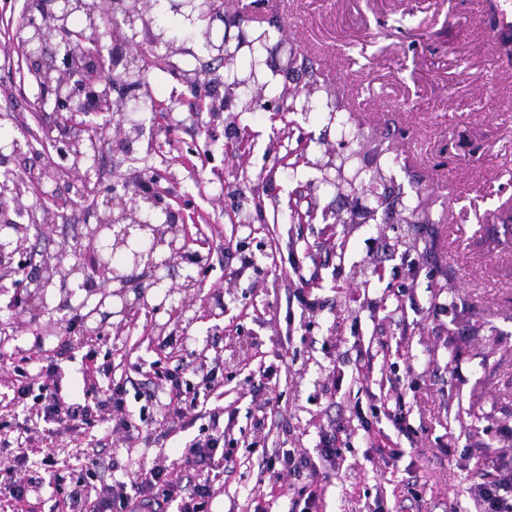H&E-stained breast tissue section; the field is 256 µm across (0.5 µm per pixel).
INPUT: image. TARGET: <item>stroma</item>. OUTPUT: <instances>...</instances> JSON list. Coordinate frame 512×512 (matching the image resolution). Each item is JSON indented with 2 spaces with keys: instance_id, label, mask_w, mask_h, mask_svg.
<instances>
[{
  "instance_id": "35a3bbf8",
  "label": "stroma",
  "mask_w": 512,
  "mask_h": 512,
  "mask_svg": "<svg viewBox=\"0 0 512 512\" xmlns=\"http://www.w3.org/2000/svg\"><path fill=\"white\" fill-rule=\"evenodd\" d=\"M36 2L0 0V49L10 52L0 62V178L25 182V212L8 218L25 224L28 211L50 210L43 243L55 250L81 231L97 194L155 177L180 223L204 241L208 274L189 307L169 298L156 316L161 334L146 316L115 315L106 335L86 339L80 321L28 309L25 290L0 293L1 357H27L37 369L58 355L63 390L76 401L85 370L101 386L125 384L131 419L147 435L125 448L107 427L42 432L26 450L27 476H41L49 451L73 478L99 457L86 482L92 498L153 461L179 467L176 449L207 418L163 419L144 410L141 393L156 388L155 368L183 370L203 354L224 381L204 407L222 408L234 429L314 463L320 431L340 429L320 512H476L477 445L512 458V0H264L271 43L287 38L306 58L319 77L315 99L336 100L337 119L359 132L353 142L318 112L281 120L244 111L243 99L203 77L209 56L198 37L180 38L172 56L152 42L148 23L164 11L151 7L135 39L148 63L137 93L147 107L135 115L142 136L129 142L108 129L97 152L56 156V177L33 182L65 118L38 107L32 62L15 37ZM203 91L223 111L195 109ZM23 132L31 145L14 153L10 142ZM301 145L306 163L285 168L287 151ZM331 151L369 171L390 166L404 203L428 223H291L292 197L329 213L369 204L341 201L324 185L316 163ZM302 279L315 311L295 297ZM360 367L370 378L356 394L349 382ZM399 393L418 433L399 437L402 458L386 462L376 448L393 432L384 412ZM225 449L234 469L213 465V512H288L291 477L256 488L261 448L238 439Z\"/></svg>"
}]
</instances>
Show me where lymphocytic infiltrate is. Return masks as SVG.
<instances>
[{
  "label": "lymphocytic infiltrate",
  "mask_w": 512,
  "mask_h": 512,
  "mask_svg": "<svg viewBox=\"0 0 512 512\" xmlns=\"http://www.w3.org/2000/svg\"><path fill=\"white\" fill-rule=\"evenodd\" d=\"M27 359H20L5 367V377L0 382L12 392L14 400L24 404L31 425L26 436L36 435L39 423L53 424L77 433L83 427L101 420L110 423L114 433L120 434L125 443H133L136 435L127 420L125 394L122 384H114L105 392L95 382L85 384L80 404L67 402L60 392L57 366H47L38 375H31ZM221 411L209 415L211 432L194 440L183 449L184 464L192 469L208 464L224 448V428L220 424ZM262 470L270 477L299 475L308 470L307 482L294 486L289 512H318L322 488L316 480L317 468L298 456L295 450L272 452L263 457ZM473 494L480 512H512V466L496 473H478ZM215 498L214 489L206 483L195 484L190 492H183L172 469L157 463L146 469L141 477L130 482L115 481L101 485L93 503H86L77 489H70L67 505L70 512H133V504H141L147 512H167L169 505H177L178 512H211Z\"/></svg>",
  "instance_id": "lymphocytic-infiltrate-1"
}]
</instances>
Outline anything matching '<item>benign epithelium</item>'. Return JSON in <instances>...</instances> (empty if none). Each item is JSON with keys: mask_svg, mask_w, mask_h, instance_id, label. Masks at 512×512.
Here are the masks:
<instances>
[{"mask_svg": "<svg viewBox=\"0 0 512 512\" xmlns=\"http://www.w3.org/2000/svg\"><path fill=\"white\" fill-rule=\"evenodd\" d=\"M50 9L31 17L18 29V37L24 44L34 48L30 56L41 57L47 50L46 40L54 36V58L60 64H52L46 69L35 71L36 81L41 88V104H46L47 96H55V103L63 104L67 112L66 120L77 121L79 117L89 115H107L104 125L115 123L124 135L141 133L136 125L127 131L124 128L125 107L123 99L112 100V91L124 87L140 86L143 80H133L129 76L131 64L135 57L128 48L114 45L108 48L102 39L111 28L127 27L131 32L129 43L137 37V23L144 21L138 2L125 3V0H49ZM168 9L185 21H208L201 30L204 45L208 52L222 60L224 64V87L236 96L242 90L253 91L262 85L263 62L255 57L247 72L236 69L237 54L227 49L234 42L238 50L253 51L255 32L242 29L243 24H250L258 19V2L241 4L238 12L227 20V26L239 28L238 34L230 36L223 31L221 37L213 34V21L220 16L214 0H168ZM81 13L85 16V26L81 29L72 27L69 18ZM68 150L77 158L88 151H97L98 140L91 136L86 140L67 142ZM120 212L114 213V198L111 195L95 201L91 208L96 223L86 225L87 237L93 246V267H88L83 257V244L76 240L61 248L54 254H40L35 260L34 254L25 247L31 230L41 231L47 222L32 221L29 225L9 221L0 225V232L5 229L12 233L0 236V282L12 280V275L23 273L25 287L30 289L29 303L48 308L47 295L51 288L60 282H73L77 288H87L91 278H98L96 285L98 298L93 303L81 302L73 308L84 327L86 336H102L112 313L107 306L116 297L122 302L121 315L129 317L133 313L146 310L154 315L162 305H151L148 291L140 287H131L133 276L127 274L128 268L144 267L152 272L150 287L164 289V297L175 293L173 287L165 286V278L157 271L168 267L174 260L192 263L186 268L184 276L189 287H203L200 275L194 266L202 261L198 252L187 251L189 238L182 225L178 224L171 209L161 202L158 187L145 182L129 199L119 198ZM122 253L124 262H113L117 253ZM134 298H129V293Z\"/></svg>", "mask_w": 512, "mask_h": 512, "instance_id": "obj_1", "label": "benign epithelium"}]
</instances>
